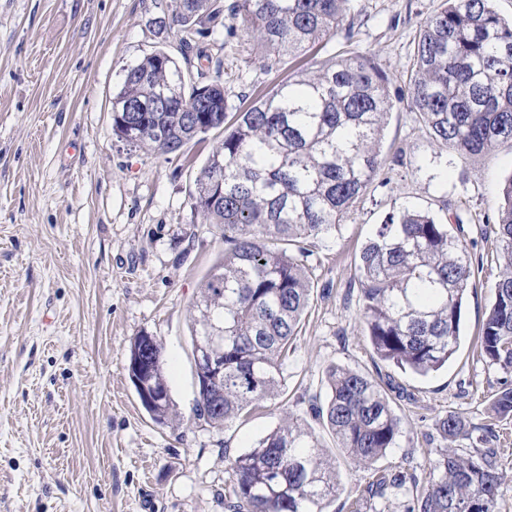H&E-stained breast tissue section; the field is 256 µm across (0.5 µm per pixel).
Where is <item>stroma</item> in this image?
Returning a JSON list of instances; mask_svg holds the SVG:
<instances>
[{
    "mask_svg": "<svg viewBox=\"0 0 512 512\" xmlns=\"http://www.w3.org/2000/svg\"><path fill=\"white\" fill-rule=\"evenodd\" d=\"M353 36L338 32L319 60L355 47L391 76L385 163L353 219L307 262L315 285L282 379L280 404L223 431L194 419L191 307L224 253L216 225L191 205L198 169L222 140L208 132L181 153L132 148L112 132V100L127 68L164 50L159 26L173 0H0V512H227L228 460L290 418L314 423L326 370L338 364L381 379L402 429L375 468L418 481L446 448L436 431L453 412L484 425L512 374L486 363L473 340L494 299L495 216L512 177V146L472 157L436 146L407 100L420 22L444 0H351ZM187 78L230 74L229 111L246 108L306 67L274 64L223 21L203 22ZM430 212L466 221L479 266L462 312L460 346L422 377L379 360L359 317L355 264L387 214ZM165 350L172 414L155 422L126 369L131 340ZM502 474L498 512H512V417L494 427ZM318 435L340 481L328 512H351L370 470Z\"/></svg>",
    "mask_w": 512,
    "mask_h": 512,
    "instance_id": "stroma-1",
    "label": "stroma"
}]
</instances>
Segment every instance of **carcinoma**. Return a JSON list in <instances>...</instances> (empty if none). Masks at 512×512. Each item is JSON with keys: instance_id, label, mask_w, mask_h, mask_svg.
<instances>
[{"instance_id": "carcinoma-1", "label": "carcinoma", "mask_w": 512, "mask_h": 512, "mask_svg": "<svg viewBox=\"0 0 512 512\" xmlns=\"http://www.w3.org/2000/svg\"><path fill=\"white\" fill-rule=\"evenodd\" d=\"M229 12L232 33L263 58L281 61L324 47L339 31L353 36L350 0H174L161 27L175 26L183 55L202 16ZM390 74L358 50L283 81L226 124L221 77L195 83L164 50L127 69L112 102V130L132 147L175 154L207 130L224 140L199 169L192 208L224 237V255L201 285L194 335L213 336L224 355L217 406L194 401L195 420L220 431L281 393L288 351L309 307L312 277L304 258L316 241L347 223L383 166L380 142L392 109ZM408 103L437 145L488 156L512 144V21L491 0H446L420 25L408 79ZM146 106L145 111L134 108ZM497 224L495 299L478 343L483 359L512 371V176L503 184ZM428 212L391 213L356 263L366 336L383 362L425 376L460 345L462 306L473 287L472 258ZM328 396L315 408L348 460L373 465L394 447L400 420L373 378L332 365ZM494 419L512 416V387L490 404ZM443 438L472 435L450 413L437 422ZM491 424L467 454L450 448L420 483L403 471H373L353 512L411 480L407 512H498L501 473L486 447ZM228 512H326L338 473L305 422L290 419L228 462Z\"/></svg>"}]
</instances>
